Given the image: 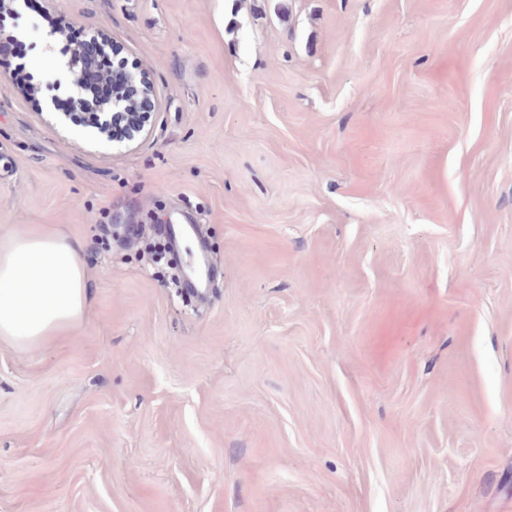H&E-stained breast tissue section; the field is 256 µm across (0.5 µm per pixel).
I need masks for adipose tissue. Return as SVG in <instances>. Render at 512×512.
<instances>
[{
	"instance_id": "adipose-tissue-1",
	"label": "adipose tissue",
	"mask_w": 512,
	"mask_h": 512,
	"mask_svg": "<svg viewBox=\"0 0 512 512\" xmlns=\"http://www.w3.org/2000/svg\"><path fill=\"white\" fill-rule=\"evenodd\" d=\"M89 296L78 242L32 225L0 237V340L31 348L67 335Z\"/></svg>"
}]
</instances>
